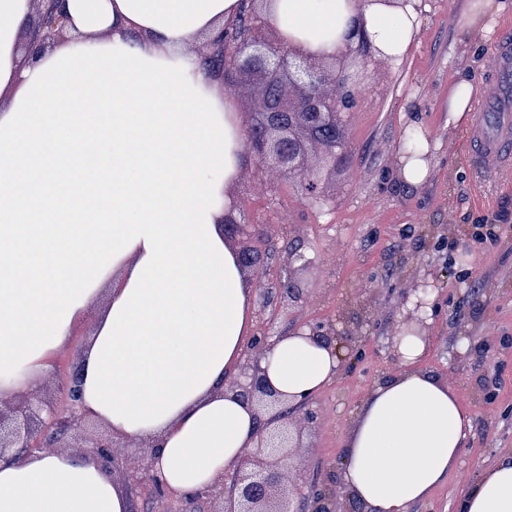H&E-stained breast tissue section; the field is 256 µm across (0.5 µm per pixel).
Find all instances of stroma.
Returning <instances> with one entry per match:
<instances>
[{
  "mask_svg": "<svg viewBox=\"0 0 512 512\" xmlns=\"http://www.w3.org/2000/svg\"><path fill=\"white\" fill-rule=\"evenodd\" d=\"M469 0H421L422 23L400 64L366 66L345 115V158L320 171L324 197L245 161L235 190V218L263 226V258L248 271L254 296L276 299L288 252L308 259L296 272L309 300L267 308L254 330L279 336L315 322L339 335H362L345 351L336 378L313 396L319 419L304 431L290 463L300 485L341 466L344 442L367 392L400 371L386 346L406 314L404 289L433 273L436 310L429 316L424 368L448 381L471 413L461 464L446 483L408 512H459L462 485L512 452V169L486 180L468 162L470 118L450 123L448 98L459 78L485 93L493 49L512 12L493 34L462 33ZM429 139L430 175L418 186L400 179L397 149L412 125Z\"/></svg>",
  "mask_w": 512,
  "mask_h": 512,
  "instance_id": "1",
  "label": "stroma"
}]
</instances>
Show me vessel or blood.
<instances>
[{
  "label": "vessel or blood",
  "mask_w": 512,
  "mask_h": 512,
  "mask_svg": "<svg viewBox=\"0 0 512 512\" xmlns=\"http://www.w3.org/2000/svg\"><path fill=\"white\" fill-rule=\"evenodd\" d=\"M494 52L497 75L474 112L468 131L470 165L481 179L512 166V39L502 38Z\"/></svg>",
  "instance_id": "vessel-or-blood-1"
}]
</instances>
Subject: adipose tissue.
<instances>
[{"mask_svg":"<svg viewBox=\"0 0 512 512\" xmlns=\"http://www.w3.org/2000/svg\"><path fill=\"white\" fill-rule=\"evenodd\" d=\"M420 0H262L284 41L329 59L361 37L401 63ZM240 0H66L76 39L22 63L32 0H0V403L38 392L98 301L80 361V406L116 439L153 446L167 490L233 469L256 411L224 392L249 340L252 294L224 240L243 130L193 52ZM112 286L99 289L104 275ZM406 368L364 398L341 481L365 512H406L460 465L471 418L457 391ZM297 401L336 376L334 348L308 329L261 362ZM0 512H129L125 485L73 450L0 460ZM460 512H512V454L464 485Z\"/></svg>","mask_w":512,"mask_h":512,"instance_id":"obj_1","label":"adipose tissue"}]
</instances>
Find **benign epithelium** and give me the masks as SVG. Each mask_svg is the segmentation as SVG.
Instances as JSON below:
<instances>
[{
    "label": "benign epithelium",
    "instance_id": "obj_1",
    "mask_svg": "<svg viewBox=\"0 0 512 512\" xmlns=\"http://www.w3.org/2000/svg\"><path fill=\"white\" fill-rule=\"evenodd\" d=\"M64 0H34L36 17L27 32L33 44L53 45L64 39L69 17ZM209 67L215 77L245 75L260 86L253 119L244 133L243 149L247 157L283 176L296 179L304 192L314 199L322 197V187L314 177L313 158L344 159L345 143L339 126L343 114L352 108L357 89L352 67L365 64L375 53L364 41L346 46L336 58L326 61L308 56L276 36L263 37L253 31L224 46V33L208 40ZM332 135L326 137L322 131ZM241 233L263 242L261 235L233 216L224 219V238ZM283 301L295 306L307 298L305 289L293 278L278 283ZM432 284L422 279L404 292L401 304H413L403 327L410 333L423 334L426 328L421 313L434 308ZM312 336L328 346L346 348L359 341L357 336H338L332 325L315 323ZM276 337L263 331L244 350L238 374L226 381L225 389L240 401L255 407L261 425L244 448L241 463L224 472V479L203 490L181 496L180 512H193L194 504L205 498L210 512H296L297 500L311 498L312 512H364L363 507L341 487L335 474L328 472L310 493L290 479L286 464L298 448L300 430L317 420L305 397L294 406V413L284 408L283 398L273 391L263 377L260 362L275 344ZM79 365L74 362L65 374L61 389L64 407L39 397L21 396L0 403V459L21 453H45L53 442L85 429L86 417L77 410ZM89 453L97 456L112 472L134 477L136 488L150 487L164 501L171 500L160 484L153 466V449L145 447L139 457H129L122 443L108 433L89 439Z\"/></svg>",
    "mask_w": 512,
    "mask_h": 512
}]
</instances>
